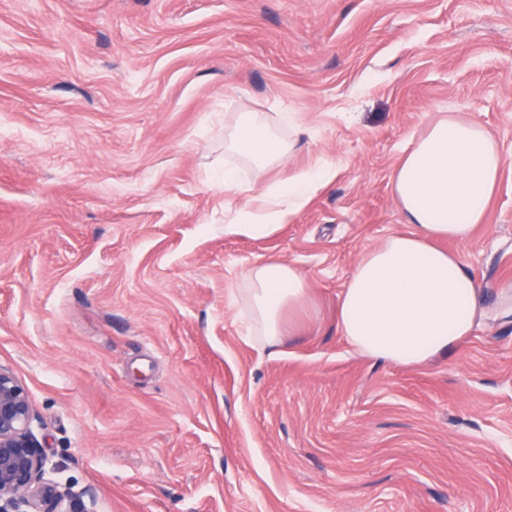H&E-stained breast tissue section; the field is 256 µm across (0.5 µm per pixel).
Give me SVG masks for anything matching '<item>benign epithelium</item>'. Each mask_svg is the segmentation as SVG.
<instances>
[{
    "label": "benign epithelium",
    "instance_id": "7a95c632",
    "mask_svg": "<svg viewBox=\"0 0 512 512\" xmlns=\"http://www.w3.org/2000/svg\"><path fill=\"white\" fill-rule=\"evenodd\" d=\"M33 408L22 382L0 365V512H71L72 488L47 475L32 431Z\"/></svg>",
    "mask_w": 512,
    "mask_h": 512
}]
</instances>
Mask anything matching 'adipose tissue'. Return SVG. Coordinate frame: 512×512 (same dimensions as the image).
Listing matches in <instances>:
<instances>
[{
	"label": "adipose tissue",
	"instance_id": "ef3b65f1",
	"mask_svg": "<svg viewBox=\"0 0 512 512\" xmlns=\"http://www.w3.org/2000/svg\"><path fill=\"white\" fill-rule=\"evenodd\" d=\"M227 146L257 172L294 149L265 112L241 113ZM502 163L496 141L477 122L453 112L429 122L393 177L411 231L389 235L364 253L340 295L338 329L356 352L397 366L420 365L457 351L472 332L478 288L460 257L437 243L471 238L484 221ZM335 174V165L325 162L225 207V232L266 235ZM243 295L250 334L274 347L284 336V311L302 305L308 288L299 268L268 261L247 271Z\"/></svg>",
	"mask_w": 512,
	"mask_h": 512
}]
</instances>
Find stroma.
Instances as JSON below:
<instances>
[{"mask_svg": "<svg viewBox=\"0 0 512 512\" xmlns=\"http://www.w3.org/2000/svg\"><path fill=\"white\" fill-rule=\"evenodd\" d=\"M284 110L298 146L249 190L336 176L225 233L226 138ZM441 112L503 156L484 224L439 243L474 330L380 364L339 296L407 232L391 177ZM265 261L309 288L273 348L240 317ZM0 364L73 512H512V0H0Z\"/></svg>", "mask_w": 512, "mask_h": 512, "instance_id": "35a3bbf8", "label": "stroma"}]
</instances>
